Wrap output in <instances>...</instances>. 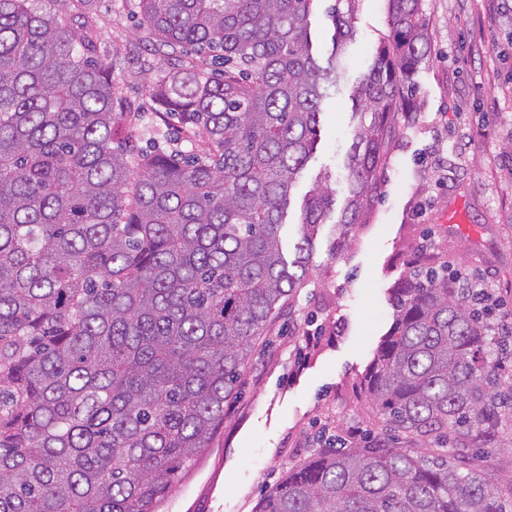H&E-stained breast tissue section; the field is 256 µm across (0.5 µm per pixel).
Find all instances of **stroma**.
I'll use <instances>...</instances> for the list:
<instances>
[{
  "label": "stroma",
  "instance_id": "35a3bbf8",
  "mask_svg": "<svg viewBox=\"0 0 512 512\" xmlns=\"http://www.w3.org/2000/svg\"><path fill=\"white\" fill-rule=\"evenodd\" d=\"M333 2L314 0L308 18L322 65L333 47ZM50 8L78 31L92 21L98 60L118 63L135 149L195 151L146 92L137 0H52ZM423 18L429 53L410 79L411 108L397 117L377 196L346 247L337 248L334 224L321 227L305 284L274 314L223 426L159 512H256L264 493L331 448L342 429L389 434L362 380L393 322L390 290L419 245L488 276L512 316V0H423ZM351 26L342 73L321 104L320 142L281 228L289 259L316 181L329 178L337 202L345 200L350 95L389 33L388 0H357ZM311 334L317 346L307 345Z\"/></svg>",
  "mask_w": 512,
  "mask_h": 512
}]
</instances>
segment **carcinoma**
<instances>
[{
	"instance_id": "carcinoma-1",
	"label": "carcinoma",
	"mask_w": 512,
	"mask_h": 512,
	"mask_svg": "<svg viewBox=\"0 0 512 512\" xmlns=\"http://www.w3.org/2000/svg\"><path fill=\"white\" fill-rule=\"evenodd\" d=\"M45 0H0V512H157L224 423L277 309L304 285L333 191L304 200L295 258L280 239L339 78L355 0H335L337 52L311 53L313 0H138L144 41L195 61L146 91L201 138L188 157L119 138L128 112L93 41ZM390 34L354 87L348 240L379 189L405 83L427 49L422 0H389ZM363 387L420 455L383 438L320 451L256 512H508L464 465L511 448L512 350L448 265L412 267Z\"/></svg>"
}]
</instances>
